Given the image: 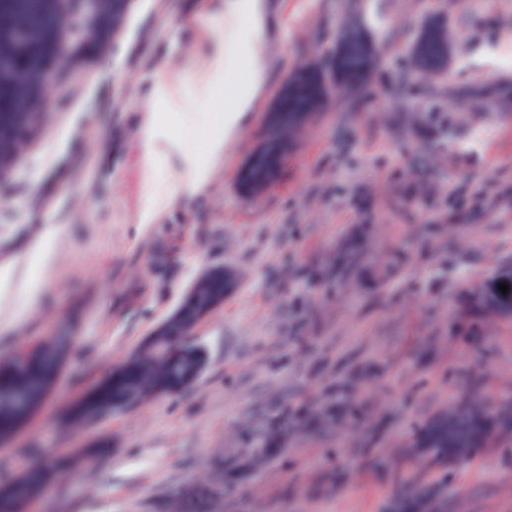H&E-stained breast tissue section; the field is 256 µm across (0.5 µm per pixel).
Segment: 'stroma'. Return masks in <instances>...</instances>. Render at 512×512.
Returning a JSON list of instances; mask_svg holds the SVG:
<instances>
[{
    "label": "stroma",
    "instance_id": "35a3bbf8",
    "mask_svg": "<svg viewBox=\"0 0 512 512\" xmlns=\"http://www.w3.org/2000/svg\"><path fill=\"white\" fill-rule=\"evenodd\" d=\"M216 2L131 0L104 47L81 45L49 81L52 108L0 194V359L74 341L39 414L0 445V480L68 462L28 512H152L215 451L263 447L323 399L345 426L289 433L216 512H387L422 477L418 424L469 394L512 400V0H268L259 110L187 196L182 160L202 157L212 114L144 94L161 58L175 71L200 57L198 16ZM353 14L380 47L369 100L334 95L277 181L244 194L281 82ZM432 15L453 44L427 80L404 59ZM220 265L239 284L194 331L209 353L197 383L67 427L66 406ZM443 488L448 512H512V439Z\"/></svg>",
    "mask_w": 512,
    "mask_h": 512
}]
</instances>
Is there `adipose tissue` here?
I'll list each match as a JSON object with an SVG mask.
<instances>
[{
	"mask_svg": "<svg viewBox=\"0 0 512 512\" xmlns=\"http://www.w3.org/2000/svg\"><path fill=\"white\" fill-rule=\"evenodd\" d=\"M202 25L214 31L201 69L191 79L198 89L196 98L184 100L187 108L215 109V119L206 133L202 159H185L182 189L197 193L208 175L222 162L227 145L243 130L251 112L256 111L263 93L265 67L259 46L265 36L266 0H224L215 10L204 14ZM234 42L249 61L246 81L248 92H240L238 78L224 69L227 42Z\"/></svg>",
	"mask_w": 512,
	"mask_h": 512,
	"instance_id": "1",
	"label": "adipose tissue"
}]
</instances>
